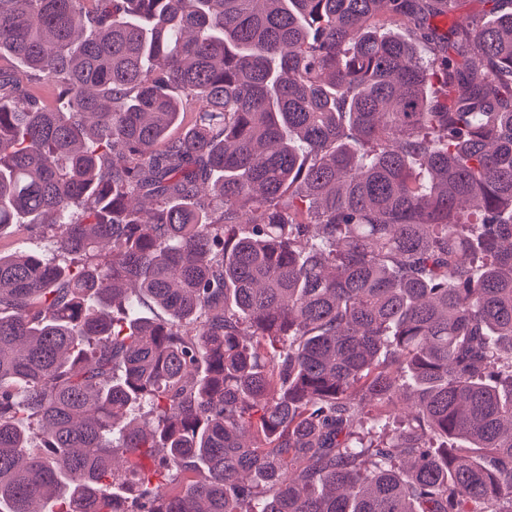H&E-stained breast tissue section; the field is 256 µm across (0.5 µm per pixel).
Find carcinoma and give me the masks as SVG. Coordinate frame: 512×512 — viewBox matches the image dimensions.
Masks as SVG:
<instances>
[{
    "label": "carcinoma",
    "instance_id": "obj_1",
    "mask_svg": "<svg viewBox=\"0 0 512 512\" xmlns=\"http://www.w3.org/2000/svg\"><path fill=\"white\" fill-rule=\"evenodd\" d=\"M0 0V512H512V0Z\"/></svg>",
    "mask_w": 512,
    "mask_h": 512
}]
</instances>
